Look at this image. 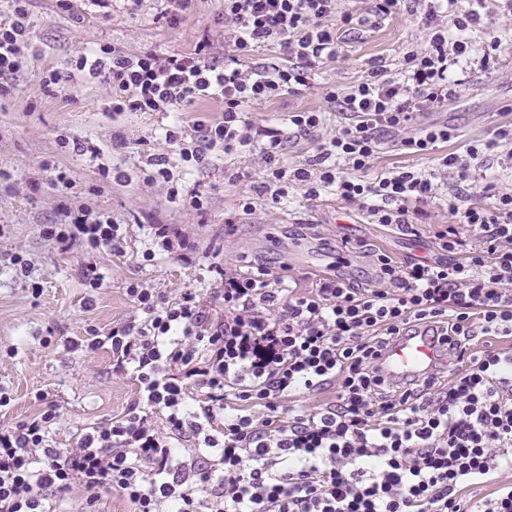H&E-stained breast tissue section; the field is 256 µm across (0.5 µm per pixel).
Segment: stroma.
I'll list each match as a JSON object with an SVG mask.
<instances>
[{"label":"stroma","mask_w":512,"mask_h":512,"mask_svg":"<svg viewBox=\"0 0 512 512\" xmlns=\"http://www.w3.org/2000/svg\"><path fill=\"white\" fill-rule=\"evenodd\" d=\"M164 7L163 0H69L65 8L58 0H29L30 63L13 77L11 95L0 98V171L11 174L0 181V388L11 398L0 408V423L36 414L43 403L35 395L46 393L60 413L49 435L55 448L70 447L77 430L120 416L137 397L136 382L114 372L109 352L71 347L88 329L106 332L134 316L130 284L144 282L175 298L180 289L203 282L199 265L213 255L228 265L241 256L276 271L285 265L304 283L325 270L313 254H338L340 239L347 236L360 247L340 274L361 285L374 278L375 251L398 260L425 255L435 225L451 220L446 196L457 183L455 174L431 157L406 153L396 136L384 139L365 176L401 167L434 174V198L417 206L419 240L373 223L332 190L309 198L289 184L275 200L262 189L267 176L258 146L267 129L282 126L289 113L310 110L324 113L322 132L333 133L345 119L327 102L326 91H345L379 66L398 73L405 53L423 42L425 33L408 4L379 17L373 0H339L338 14L346 23L336 58L315 68L310 87L246 106L255 151L221 154L201 167L173 156L160 115L112 112V91L100 80L85 76L63 90L41 81L44 72L101 46L128 53L190 52L200 39L214 35L224 14V0H192L173 26L162 15ZM492 8L502 43L491 66L474 59L453 68L450 76L460 83L456 98L447 110L426 116L457 133L440 153L491 141L512 110V0H494ZM64 136L80 140L83 151L62 146ZM159 157L172 164L171 182L145 184L148 161ZM60 170L73 181L62 192L50 184ZM174 185L181 193L176 201L169 194ZM193 196L200 207L191 206ZM247 201L252 210H244ZM64 204L105 212L129 225L121 250L103 247L88 254L81 246L65 250L48 239L44 231L62 222ZM229 223L235 226L230 236L225 233ZM150 224L181 229L194 246L190 261L145 260ZM16 253L30 261L29 278L17 276L11 263ZM87 261L96 264L100 287L86 285L81 268Z\"/></svg>","instance_id":"35a3bbf8"}]
</instances>
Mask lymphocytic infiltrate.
<instances>
[{
    "label": "lymphocytic infiltrate",
    "instance_id": "1",
    "mask_svg": "<svg viewBox=\"0 0 512 512\" xmlns=\"http://www.w3.org/2000/svg\"><path fill=\"white\" fill-rule=\"evenodd\" d=\"M28 0H11L0 19V95L28 62ZM428 34L398 75L373 71L344 93L327 92L346 121L320 143L307 167L289 169L288 142L319 130L322 113L299 111L269 129L262 147L269 182L298 183L306 196L336 191L374 223L416 235L414 205L434 196L414 170L360 179L383 136L411 154H438L452 128L423 123L456 95L450 67L469 60L471 31L491 28L488 0H417ZM337 0H224L223 62L208 40L193 52L130 55L102 47L50 71L67 86L76 73L112 87L116 112H180L217 96L213 122L165 128L183 162L247 153L246 104L309 86L335 58ZM286 50L287 66L244 68L256 47ZM440 167L475 181L479 148L438 154ZM452 224L433 230V252L403 262L374 255L376 280L358 287L326 273L312 287L261 265L210 263V289L185 288L167 300L155 289H127L139 317L87 349L108 348L116 370L139 393L118 417L82 429L71 447L49 443L59 413L0 425V512H57L64 497L118 493L128 512H512V479L481 499L469 488L512 476V194L489 205L448 195ZM47 228L62 245L117 247L127 232L109 214L66 211ZM426 332L448 345L430 373L390 380L377 360L398 338ZM482 348H475V341ZM334 390L333 400L319 394ZM308 397L310 409L297 408Z\"/></svg>",
    "mask_w": 512,
    "mask_h": 512
}]
</instances>
